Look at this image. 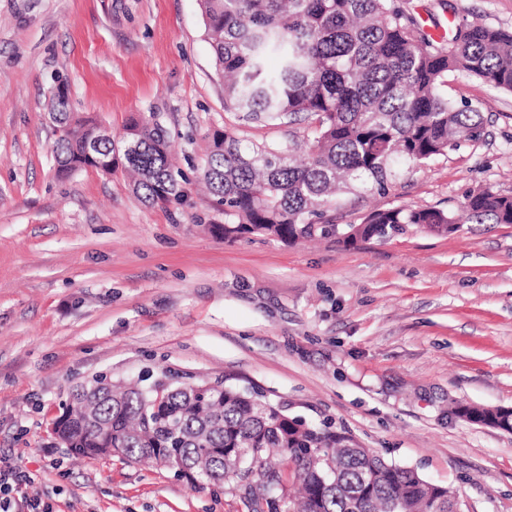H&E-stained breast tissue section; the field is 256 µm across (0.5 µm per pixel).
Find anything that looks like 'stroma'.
<instances>
[{
	"instance_id": "obj_1",
	"label": "stroma",
	"mask_w": 512,
	"mask_h": 512,
	"mask_svg": "<svg viewBox=\"0 0 512 512\" xmlns=\"http://www.w3.org/2000/svg\"><path fill=\"white\" fill-rule=\"evenodd\" d=\"M419 23L512 30V0H399ZM121 138L157 113L183 200L143 202L122 172L56 174L57 85ZM447 93L484 135L400 170L387 194L345 193L336 221L396 205L457 210L512 195V93L457 73ZM257 142L313 127L224 107L199 0H0V453L54 512H246L239 493L155 464L76 458L50 432L101 373H232L286 412L332 422L386 460L456 491L460 512H512V433L455 414L512 408V224L409 229L350 247L224 241L199 176L214 130Z\"/></svg>"
}]
</instances>
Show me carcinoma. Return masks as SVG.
Listing matches in <instances>:
<instances>
[{
	"label": "carcinoma",
	"instance_id": "obj_1",
	"mask_svg": "<svg viewBox=\"0 0 512 512\" xmlns=\"http://www.w3.org/2000/svg\"><path fill=\"white\" fill-rule=\"evenodd\" d=\"M227 108L248 118L304 116L305 142L245 144L213 132L202 173L224 207L215 225L232 242L263 236L284 243L336 238L352 246L414 226L452 234L459 224H512V196L491 188L466 195L464 216L395 206L358 223H336V198L360 188L384 194L402 165L419 166L483 135L482 113L448 99V76L466 72L512 92V30L473 21L434 38L395 0H199ZM275 56L278 68L268 60ZM65 131L53 152L61 174L114 157L144 202L180 196L170 135L154 117L131 119L120 141L54 94ZM474 423L512 429V411L465 406ZM61 435L78 457L120 448L193 484L241 492L247 512H451L453 489L384 459L329 422L288 415L234 374L195 383L170 371L135 382L104 376L78 385L63 407Z\"/></svg>",
	"mask_w": 512,
	"mask_h": 512
}]
</instances>
